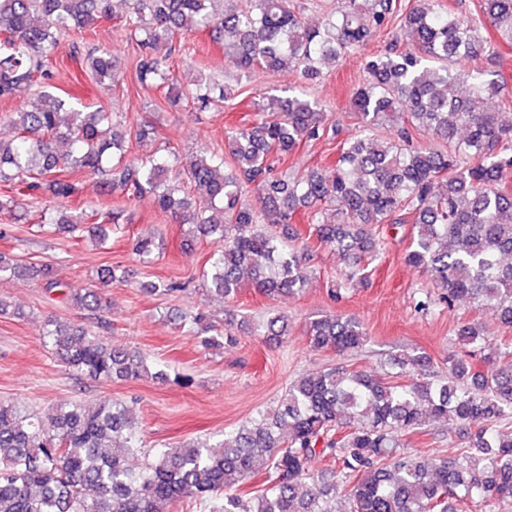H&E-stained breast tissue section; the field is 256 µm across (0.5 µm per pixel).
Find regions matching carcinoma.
I'll list each match as a JSON object with an SVG mask.
<instances>
[{
  "instance_id": "carcinoma-1",
  "label": "carcinoma",
  "mask_w": 512,
  "mask_h": 512,
  "mask_svg": "<svg viewBox=\"0 0 512 512\" xmlns=\"http://www.w3.org/2000/svg\"><path fill=\"white\" fill-rule=\"evenodd\" d=\"M122 31L139 48L140 88L170 86L175 56L193 59L183 42L189 32L214 30L224 55L247 77L283 69L307 81L318 65L359 52L380 30L399 22L411 48L366 64L370 79L354 97L359 133L338 142L332 175L312 169L289 178L279 171L301 144L340 135L318 100L300 92L257 104V119L224 131L229 156L202 151L183 165L198 201L181 195L182 180L165 159L131 164L125 131L113 113L57 96L53 58L64 40L68 56L98 83L112 82L118 64L92 38L94 24L113 13L112 0H0V103L29 97L26 108L7 112L15 139L0 140V213L19 200L50 195L66 200L74 177H102L103 197L89 211L45 212L44 223L72 235L86 220L101 234L119 224L125 207L150 195L157 211L195 224L215 239L206 283L222 298L235 297L242 280L267 295L298 293L308 281L312 244L333 247L346 261L340 288L367 281V268L382 246L380 227L411 225L404 263L426 275L448 308L462 301L486 303L512 326V188L501 173L512 168V94L497 71L462 64L496 56L484 32L512 42V0H476L474 15L419 0H337L322 27L305 25L292 0H124ZM184 99L198 112L224 103L226 89L208 76ZM395 114L406 118L396 137L384 134ZM432 136L440 147L412 142ZM261 191V208L243 199V184ZM309 209L296 243L264 225L291 223ZM43 288L89 311L102 305L94 288L75 289L40 270ZM149 291L173 295L172 279ZM184 323L224 331L196 314ZM260 335L278 343L287 319H269ZM310 347L358 353L366 345L351 318L325 316L307 327ZM52 353L73 371L94 378L128 380L143 375L144 357L113 347L84 327L47 321ZM458 343L484 348L476 326L461 321ZM491 372L468 355L448 373L416 381L432 364L424 351L390 358L382 376L355 365H337L293 381L276 408L224 433V440L190 442L177 451L158 449L143 466L129 461L141 449L139 421L114 400L60 405L41 415L0 402V512H165L181 500H224L221 512H509L512 508V434L495 429L512 414V352ZM450 421L466 431L467 447L452 459L421 458L401 451L402 438L425 418ZM318 460L330 462L318 473ZM265 473L263 488L245 484Z\"/></svg>"
}]
</instances>
